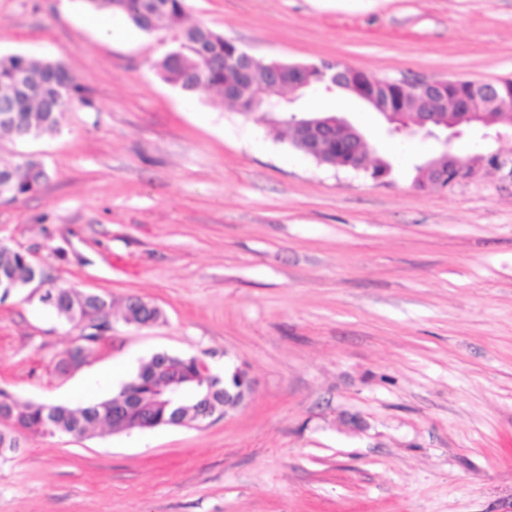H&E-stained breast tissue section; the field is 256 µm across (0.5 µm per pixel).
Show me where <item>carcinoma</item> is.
<instances>
[{"mask_svg": "<svg viewBox=\"0 0 512 512\" xmlns=\"http://www.w3.org/2000/svg\"><path fill=\"white\" fill-rule=\"evenodd\" d=\"M89 3L97 10L127 17L145 32L162 31L176 38L174 48L158 63L160 73L168 83L193 93L217 90L243 115L253 112L250 101L256 92H269L270 96L258 101L256 110L281 114L279 122L291 128L292 146L303 150L299 128L286 119L283 109L275 105L290 87V64H281L283 72L279 76V83L274 86L270 82L271 62L258 60L248 80L226 93L224 85L237 77L241 48L202 22L187 23L185 0H89ZM379 82L382 86L378 87V92L396 101L400 119L405 121L418 111L410 92L383 78ZM83 95L84 89L74 81L67 69L56 62L32 60L22 55L0 56V133L18 138L51 134L58 129L66 103ZM353 142L354 133L338 128L336 139L331 142L329 155L324 157V161H334L348 169H355L357 159L349 153ZM4 169L12 171V201L35 192L46 178L45 168L36 158L1 163L0 171ZM35 279L47 284L44 293L39 296L42 304L67 323L85 324V331L79 336L82 344L76 346L71 354L86 358L105 338L95 330L103 326L101 316L112 319V302L96 293L58 285L29 256L1 242L0 296L6 298ZM160 317V309L136 307L132 300H127L125 321L133 319L149 326ZM173 362L181 364L185 370L187 396L180 405L167 409L166 416L170 417L176 412L182 422L197 421V391L204 378L214 390V413L223 417L224 398L236 394L240 386L234 373L228 372L222 376L212 373L204 377L197 368L198 357L157 353L143 362L135 377L116 394L85 406L21 403L12 393L0 388V422L11 423L14 431L50 436L67 434L85 437L99 428L114 433L142 430L144 415L153 409L147 389H141L143 396L133 404L124 399L125 392L141 382L161 383L163 366ZM119 402L127 404L128 411L123 418L115 419L112 417V404Z\"/></svg>", "mask_w": 512, "mask_h": 512, "instance_id": "obj_1", "label": "carcinoma"}]
</instances>
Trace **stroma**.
I'll use <instances>...</instances> for the list:
<instances>
[{
  "mask_svg": "<svg viewBox=\"0 0 512 512\" xmlns=\"http://www.w3.org/2000/svg\"><path fill=\"white\" fill-rule=\"evenodd\" d=\"M86 0H0V54L64 65L84 90L58 132L0 137L47 178L0 204V242L111 299L79 340L26 292L0 301V387L76 406L158 352L245 369L215 421L84 438L20 434L0 512H512V184L419 189L441 146L389 137L354 99L309 91L393 170L375 180L294 149L259 113L165 82L164 33L104 42ZM255 58L380 78L512 79V0H186ZM139 297L164 318L127 324ZM123 366L95 392V373Z\"/></svg>",
  "mask_w": 512,
  "mask_h": 512,
  "instance_id": "obj_1",
  "label": "stroma"
}]
</instances>
